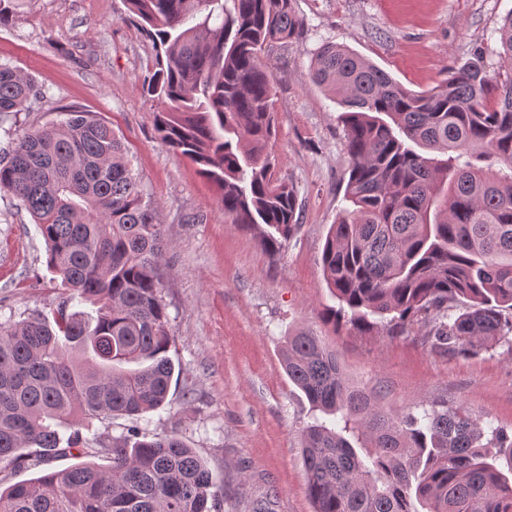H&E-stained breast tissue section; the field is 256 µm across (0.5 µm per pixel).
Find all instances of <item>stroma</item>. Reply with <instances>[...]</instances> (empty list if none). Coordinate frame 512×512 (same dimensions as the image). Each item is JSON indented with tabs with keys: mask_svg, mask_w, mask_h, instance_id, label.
Here are the masks:
<instances>
[{
	"mask_svg": "<svg viewBox=\"0 0 512 512\" xmlns=\"http://www.w3.org/2000/svg\"><path fill=\"white\" fill-rule=\"evenodd\" d=\"M293 8L301 33L264 53L276 92L272 150L300 214L275 251L258 232L225 223L214 186L161 145L158 106L143 90L157 50L125 0H19L0 23V64L42 91L0 119V157L24 130L73 110L92 113L125 144L164 224L163 296L175 339L168 404L96 421L82 435L96 447L134 430L177 435L211 470L218 512H313L300 432L321 413L282 361L288 335L302 328L335 353L352 387L389 413L444 400L512 430V343L451 356L433 348L419 324L393 336L384 324L365 332L339 314L320 261L346 205L348 157L342 109L311 80L316 50L332 42L409 90L433 89L474 50L497 48L512 0H293ZM63 297L37 224L0 192V322L51 314Z\"/></svg>",
	"mask_w": 512,
	"mask_h": 512,
	"instance_id": "obj_1",
	"label": "stroma"
}]
</instances>
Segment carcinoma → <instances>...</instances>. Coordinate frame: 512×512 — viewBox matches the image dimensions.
<instances>
[{
	"label": "carcinoma",
	"instance_id": "cac0c4a2",
	"mask_svg": "<svg viewBox=\"0 0 512 512\" xmlns=\"http://www.w3.org/2000/svg\"><path fill=\"white\" fill-rule=\"evenodd\" d=\"M158 50L145 82L163 145L217 189L224 221L278 249L298 225L277 177L274 78L265 45L299 36L292 0H126ZM501 65L478 51L443 85L414 92L345 46L317 50L313 82L340 97L349 159L345 200L321 269L360 330L424 323L436 348L475 355L512 335V12L498 29ZM41 90L0 65V116ZM19 199L67 293L48 317L0 323V468L25 450L74 458L0 488V512H214L207 465L176 436L112 439L81 431L114 414L164 406L174 343L163 300L166 246L158 205L107 123L69 112L30 130L0 159V192ZM290 380L335 426L301 433L314 512H512V435L446 401L385 412L343 377L309 329L287 338ZM366 441L361 458L346 435ZM96 457L107 459L100 465Z\"/></svg>",
	"mask_w": 512,
	"mask_h": 512
}]
</instances>
